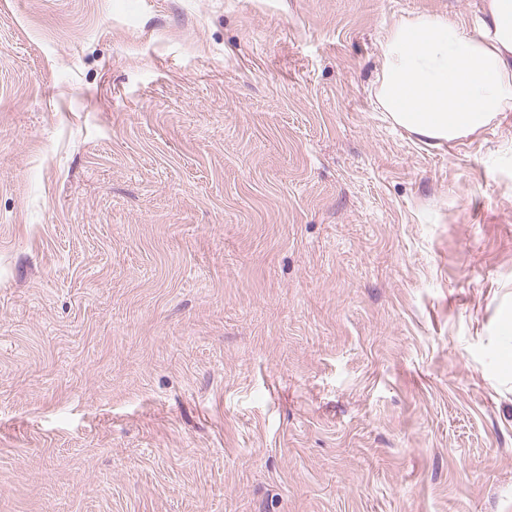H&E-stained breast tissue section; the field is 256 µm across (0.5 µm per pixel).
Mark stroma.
I'll use <instances>...</instances> for the list:
<instances>
[{"label": "stroma", "instance_id": "stroma-1", "mask_svg": "<svg viewBox=\"0 0 512 512\" xmlns=\"http://www.w3.org/2000/svg\"><path fill=\"white\" fill-rule=\"evenodd\" d=\"M482 0H0V512H512V112L373 93Z\"/></svg>", "mask_w": 512, "mask_h": 512}]
</instances>
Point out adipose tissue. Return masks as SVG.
<instances>
[{
  "label": "adipose tissue",
  "instance_id": "1",
  "mask_svg": "<svg viewBox=\"0 0 512 512\" xmlns=\"http://www.w3.org/2000/svg\"><path fill=\"white\" fill-rule=\"evenodd\" d=\"M374 93L394 123L432 146L512 112V0H484L471 26L437 15L396 22Z\"/></svg>",
  "mask_w": 512,
  "mask_h": 512
}]
</instances>
